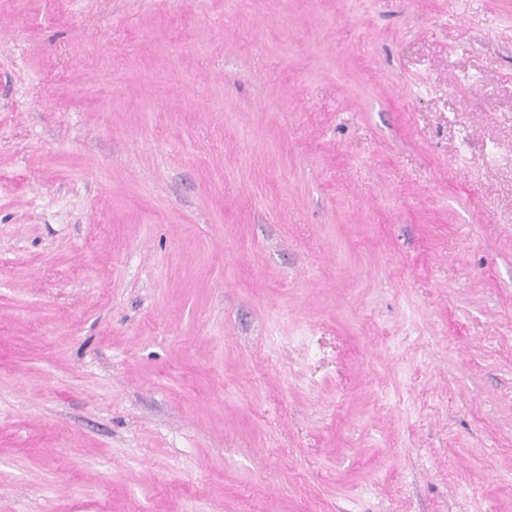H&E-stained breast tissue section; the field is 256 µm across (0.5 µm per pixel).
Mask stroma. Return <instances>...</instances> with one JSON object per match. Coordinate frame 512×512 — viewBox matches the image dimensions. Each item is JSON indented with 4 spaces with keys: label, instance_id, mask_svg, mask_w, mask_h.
I'll list each match as a JSON object with an SVG mask.
<instances>
[{
    "label": "stroma",
    "instance_id": "stroma-1",
    "mask_svg": "<svg viewBox=\"0 0 512 512\" xmlns=\"http://www.w3.org/2000/svg\"><path fill=\"white\" fill-rule=\"evenodd\" d=\"M0 512H512V0H0Z\"/></svg>",
    "mask_w": 512,
    "mask_h": 512
}]
</instances>
